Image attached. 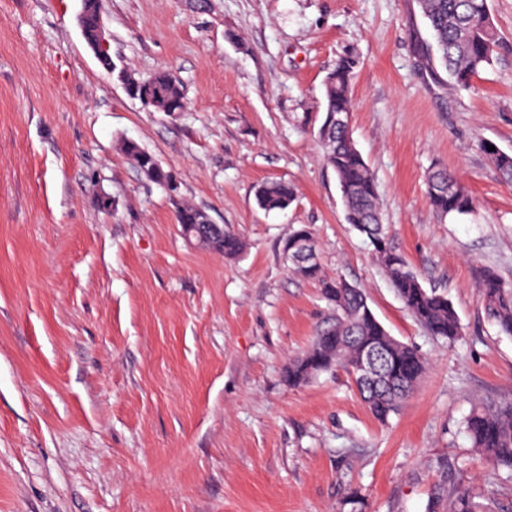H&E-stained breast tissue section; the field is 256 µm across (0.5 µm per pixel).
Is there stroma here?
Segmentation results:
<instances>
[{
	"mask_svg": "<svg viewBox=\"0 0 512 512\" xmlns=\"http://www.w3.org/2000/svg\"><path fill=\"white\" fill-rule=\"evenodd\" d=\"M491 67L452 90L431 72L417 0H104L116 66L77 23L81 0H0V512H446L454 486L512 512V472L461 423L512 400V337L486 317L483 270L512 286V0H488ZM359 59L349 128L387 239L462 336L412 316L345 220L318 138L323 81ZM172 74L182 112H149L116 76ZM131 140L170 181L147 180ZM471 195L438 219L435 168ZM296 189L283 211L266 182ZM243 242L186 241L177 202ZM309 226L318 263L357 284L428 367L388 424L341 370L292 387L288 360L333 315L281 244ZM295 199V192L287 182L264 183L258 191L259 205L267 210L286 209ZM206 249L224 254V257L233 258L239 255L243 249L240 238L224 229V226L215 224Z\"/></svg>",
	"mask_w": 512,
	"mask_h": 512,
	"instance_id": "obj_1",
	"label": "stroma"
}]
</instances>
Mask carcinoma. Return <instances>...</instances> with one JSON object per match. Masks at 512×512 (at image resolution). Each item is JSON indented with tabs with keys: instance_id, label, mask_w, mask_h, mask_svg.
<instances>
[{
	"instance_id": "1",
	"label": "carcinoma",
	"mask_w": 512,
	"mask_h": 512,
	"mask_svg": "<svg viewBox=\"0 0 512 512\" xmlns=\"http://www.w3.org/2000/svg\"><path fill=\"white\" fill-rule=\"evenodd\" d=\"M419 7L432 36L424 55L448 73L449 85L469 88L472 78L492 65L501 45L488 0H419ZM357 66L355 56L344 55L325 79L323 125L328 127V134L321 141L324 160L336 173L346 221L366 236L377 262L406 308L431 335L452 343L462 332L448 298L424 288L405 258L387 242L378 208L377 185L348 125V116L353 111L351 85ZM126 84L131 95L149 112L156 108L149 103L145 92L154 86L168 90L170 111L179 112L186 105L181 87L165 70L146 80L129 77ZM124 152L148 179L157 183L170 181L169 173L156 157L137 143L125 142ZM488 155L500 177L512 183V155L499 150ZM427 185L430 205L439 218L463 216L472 211V197L447 170L432 171ZM294 199L293 187L277 181L263 184L257 196L259 205L267 211L283 210ZM287 241L288 246L295 247L297 268L306 270V278L319 283L322 297L336 312L332 322L317 332L311 345L288 362L285 371L288 385L298 387L322 373L342 368L372 416L381 423L387 422L399 411L402 401L426 370V358L389 334L362 291H349L340 287L341 280L322 275L316 258L309 257L317 250V244L308 227L295 230ZM206 249L233 258L241 253L243 244L236 234L217 224ZM480 288L486 316L499 333L512 336V288L489 271L483 275ZM372 347L383 349L385 359L379 373L363 380L356 365L360 355ZM463 432L471 447L487 462L512 470V402L475 405L463 421ZM478 509L479 504L467 487L460 486L448 495V512H478Z\"/></svg>"
}]
</instances>
